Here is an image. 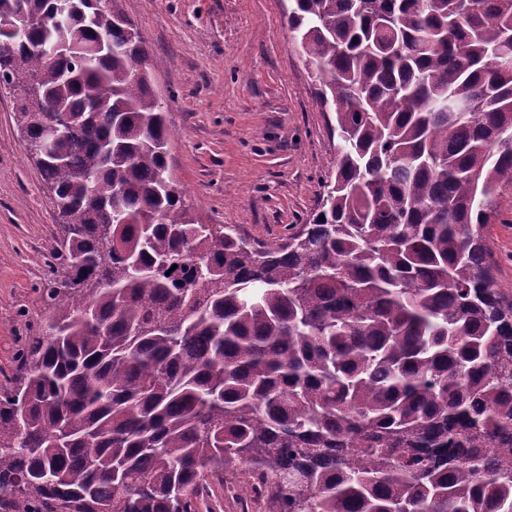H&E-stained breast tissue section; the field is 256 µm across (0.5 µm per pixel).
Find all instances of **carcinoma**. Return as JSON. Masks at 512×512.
Segmentation results:
<instances>
[{
    "label": "carcinoma",
    "instance_id": "obj_1",
    "mask_svg": "<svg viewBox=\"0 0 512 512\" xmlns=\"http://www.w3.org/2000/svg\"><path fill=\"white\" fill-rule=\"evenodd\" d=\"M56 5L0 0L38 17L0 32V83L64 228L0 390V512H199L214 481L262 512H512L482 236L512 185V0H293L340 145L271 243L189 212L134 23Z\"/></svg>",
    "mask_w": 512,
    "mask_h": 512
}]
</instances>
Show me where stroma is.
<instances>
[{
    "mask_svg": "<svg viewBox=\"0 0 512 512\" xmlns=\"http://www.w3.org/2000/svg\"><path fill=\"white\" fill-rule=\"evenodd\" d=\"M157 65L151 85L170 129L168 161L192 213L273 241L306 223L335 173L338 140L287 23L291 0H116ZM0 87V387L38 335L45 259L62 238ZM483 231L496 285L512 296V186Z\"/></svg>",
    "mask_w": 512,
    "mask_h": 512,
    "instance_id": "35a3bbf8",
    "label": "stroma"
}]
</instances>
